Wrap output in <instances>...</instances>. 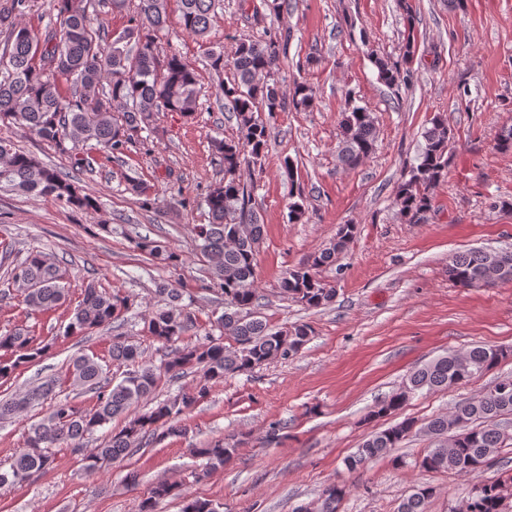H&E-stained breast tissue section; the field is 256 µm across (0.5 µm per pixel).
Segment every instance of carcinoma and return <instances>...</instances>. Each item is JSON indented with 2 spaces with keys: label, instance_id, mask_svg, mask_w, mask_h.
Instances as JSON below:
<instances>
[{
  "label": "carcinoma",
  "instance_id": "1",
  "mask_svg": "<svg viewBox=\"0 0 512 512\" xmlns=\"http://www.w3.org/2000/svg\"><path fill=\"white\" fill-rule=\"evenodd\" d=\"M35 0H0V122L18 126L70 156L80 147L95 143L98 150L120 159L143 130L157 128L164 112L192 117L197 112L196 69L182 55L170 51L160 55L156 32L166 25L165 0H138L137 12L118 33L104 28L102 10L120 11L127 0H89L93 11L75 0H54L56 21L44 31L34 32L15 22L29 12ZM181 25L189 34L206 39L215 17L216 0H180ZM289 35L275 34L262 41L243 40L233 56L210 49L206 69L216 76L225 69L233 80L219 81L218 98L233 113L241 137L215 139L212 152L223 177L210 186L204 203L208 223L193 227L197 250L206 263L214 289L224 296V312L216 319L220 336L199 334L195 314L182 304L181 294L159 284L155 294L163 306L152 310L143 330L156 341L172 344L190 334L196 340L174 350L169 361L155 366L144 361L118 381L106 376L94 355L73 357L65 372L66 382L76 394L96 395L95 405L84 410L73 401L59 399L57 381L49 380L5 400H0L4 421L38 405H48L43 418L32 425L25 447L0 473V485L28 482L43 472L51 461V449L65 444L75 453L83 441L119 416L128 417L107 441L82 455V468L94 474L102 465L129 456L153 442L180 435V417L203 399L210 384L229 375L247 374L273 360L296 355L309 341L312 330L296 324L275 330L259 315H248L259 299L256 256L264 225L252 204V187L241 182L242 166L262 167L270 129L262 113L306 111L313 101V89L305 82H293L285 95L275 74L280 57L286 54ZM378 78L388 86L408 82L411 69L401 68L375 56ZM337 159L345 169L357 168L376 147L374 117L362 106L351 105L343 113ZM423 144L417 164L397 187L396 201L410 224H421L431 207L430 190L448 173V152L454 138L447 120L437 114L422 133ZM21 191L52 198L79 211L97 210V199L86 194L71 176L41 162L36 156L16 150L0 140V192ZM124 191L137 197L141 206L154 204L150 187L138 177H124ZM356 225L341 224L335 237L320 252L309 256L280 280L281 293L309 308L331 304L336 289L317 278L315 270L336 262L349 246ZM137 247L152 259L175 266L179 255L147 238ZM7 282L18 287L23 303L33 311L49 312L66 302L69 288L60 265L41 251L30 253L7 272ZM448 277L462 288H495L512 282V251L470 250L454 255L448 263ZM82 299L70 314L66 335L85 334L94 329L123 325L129 311L127 300L99 288L91 279L81 288ZM233 339L225 345L224 337ZM44 352L30 330L16 328L0 335V379L7 380L21 366ZM143 357L136 345L116 336L109 358L117 365ZM505 358L504 351L477 346L465 354L449 353L411 372L403 385L373 411L392 414L411 397L423 391L445 390L469 382L493 369ZM201 373L195 391L176 395L145 412L142 402L157 389L184 374ZM512 414V379L499 381L483 395L458 402L451 411L431 418L422 426L405 418L370 435L344 460L350 472L364 470L376 459L400 446L411 433L423 432L433 444L419 459L427 471H455L476 476L494 465L498 449L512 441V433L499 425ZM237 452L236 445L222 439L211 441L194 453L207 460L212 469ZM179 492L176 483L159 482L141 500L138 512H155V504ZM348 486L331 483L317 498V512H338ZM434 495L430 486L419 487L403 498L396 512H428ZM512 497V474L494 481L473 484L460 510L450 512H505Z\"/></svg>",
  "mask_w": 512,
  "mask_h": 512
}]
</instances>
